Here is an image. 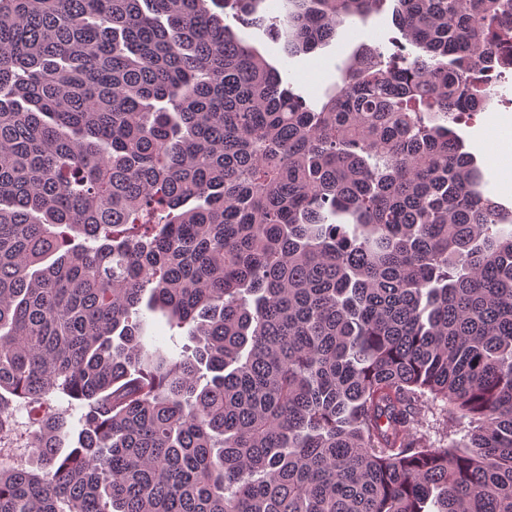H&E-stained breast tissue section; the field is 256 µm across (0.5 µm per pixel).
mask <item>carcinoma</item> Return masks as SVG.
Masks as SVG:
<instances>
[{
	"label": "carcinoma",
	"mask_w": 512,
	"mask_h": 512,
	"mask_svg": "<svg viewBox=\"0 0 512 512\" xmlns=\"http://www.w3.org/2000/svg\"><path fill=\"white\" fill-rule=\"evenodd\" d=\"M206 2L0 0V429L85 409L0 512H512V212L453 130L512 0H394L417 53L317 110ZM221 2L289 57L387 0ZM147 334L157 336L160 345L164 348L179 351L184 344H191L188 340L187 329H174L170 331L164 321L159 319L154 326L148 329ZM174 334V342L170 340V335Z\"/></svg>",
	"instance_id": "carcinoma-1"
}]
</instances>
